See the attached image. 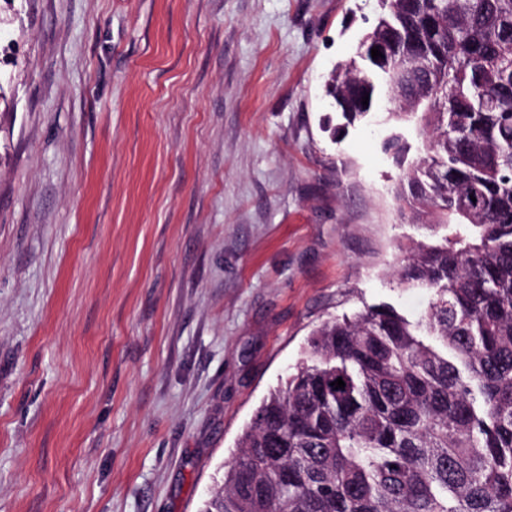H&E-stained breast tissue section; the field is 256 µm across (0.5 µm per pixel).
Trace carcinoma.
<instances>
[{"label": "carcinoma", "instance_id": "obj_1", "mask_svg": "<svg viewBox=\"0 0 512 512\" xmlns=\"http://www.w3.org/2000/svg\"><path fill=\"white\" fill-rule=\"evenodd\" d=\"M381 7L382 56L365 41L364 66L327 94L351 121L405 82L394 115L430 135L397 198L455 233L398 271L430 293L420 318L379 304L314 330L202 512H512V0ZM386 149L400 164L410 151L397 136Z\"/></svg>", "mask_w": 512, "mask_h": 512}]
</instances>
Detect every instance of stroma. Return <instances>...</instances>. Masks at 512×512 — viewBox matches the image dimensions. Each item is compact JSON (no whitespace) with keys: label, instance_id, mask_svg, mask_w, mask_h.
I'll use <instances>...</instances> for the list:
<instances>
[{"label":"stroma","instance_id":"35a3bbf8","mask_svg":"<svg viewBox=\"0 0 512 512\" xmlns=\"http://www.w3.org/2000/svg\"><path fill=\"white\" fill-rule=\"evenodd\" d=\"M377 0H0V512H199L313 330L428 304Z\"/></svg>","mask_w":512,"mask_h":512}]
</instances>
